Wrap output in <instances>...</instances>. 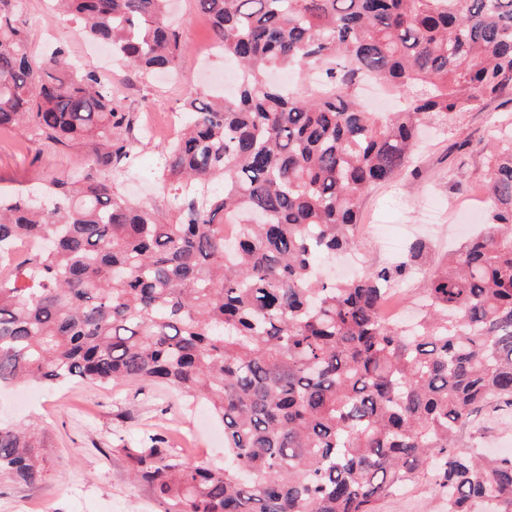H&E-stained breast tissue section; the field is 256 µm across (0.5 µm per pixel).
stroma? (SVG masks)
<instances>
[{
    "instance_id": "obj_1",
    "label": "stroma",
    "mask_w": 512,
    "mask_h": 512,
    "mask_svg": "<svg viewBox=\"0 0 512 512\" xmlns=\"http://www.w3.org/2000/svg\"><path fill=\"white\" fill-rule=\"evenodd\" d=\"M173 14L183 31L184 49L176 76L141 80L121 62L104 69L91 52L90 39L78 21L61 16L47 0H15V15L29 33L30 47L47 55L66 46L81 69L102 77L135 124L167 132V116L180 111L185 90L197 86L207 99L224 94L220 75L229 69L223 56L208 57L210 24L195 0H175ZM512 123V94L482 104L455 120L430 129L418 152L415 176L402 177L370 192L362 203V221L369 229L358 253L364 266H378L389 234L402 242L426 238L430 252L427 272L437 269L461 238V224L481 223L487 205L486 158L481 150L496 125ZM82 149L47 151L28 131L0 133V191L10 194L77 169ZM160 164L158 143L141 137L131 166L112 187L131 200L154 207L161 221L171 206L158 194L154 173ZM35 400L15 408L11 390L0 391V417L37 427L43 477L30 485L0 475V512H161L154 491L134 481L137 463L131 455L150 433L175 445L185 435V464L224 462V426L203 402L185 398L161 385L124 383L114 387L89 384L37 383ZM439 500L425 479L381 500L377 512H438Z\"/></svg>"
}]
</instances>
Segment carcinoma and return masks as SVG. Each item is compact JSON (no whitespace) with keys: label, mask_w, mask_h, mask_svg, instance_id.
Returning a JSON list of instances; mask_svg holds the SVG:
<instances>
[{"label":"carcinoma","mask_w":512,"mask_h":512,"mask_svg":"<svg viewBox=\"0 0 512 512\" xmlns=\"http://www.w3.org/2000/svg\"><path fill=\"white\" fill-rule=\"evenodd\" d=\"M170 0H52L142 76L178 71ZM233 59L219 102L190 88L180 136L160 146L176 219L112 191L139 139L98 77L67 50L32 54L14 0H0V130L89 149L83 178L51 196L0 199V385L161 382L204 400L232 466H186L160 437L136 450V479L163 512H376L433 477L448 512H512V455L477 449L474 416L512 408V134L486 159L485 229L430 274L410 330L384 321L388 286L427 245L354 280L324 264L356 250L360 207L409 171L421 127L512 91V0H196ZM321 74L298 99L272 70ZM403 100L386 117L360 78ZM241 225L234 243L224 224ZM472 428L471 447L460 446ZM35 430L0 419V473L42 476Z\"/></svg>","instance_id":"obj_1"}]
</instances>
